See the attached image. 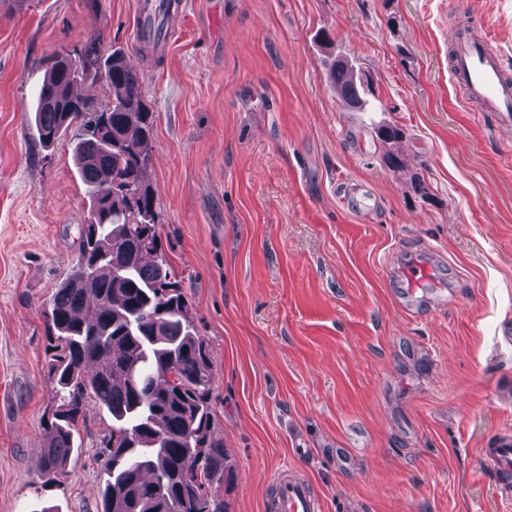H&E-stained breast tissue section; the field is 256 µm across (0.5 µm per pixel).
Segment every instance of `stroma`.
<instances>
[{
	"label": "stroma",
	"mask_w": 512,
	"mask_h": 512,
	"mask_svg": "<svg viewBox=\"0 0 512 512\" xmlns=\"http://www.w3.org/2000/svg\"><path fill=\"white\" fill-rule=\"evenodd\" d=\"M139 2L0 10V512H101L110 420L94 403L60 484L43 485L38 454L44 310L88 202L77 128L43 147L32 91L91 42L143 77L147 179L210 348L228 512H264L284 468L322 512H512L483 460L512 437V131L448 80V30L473 17L512 56V0H176L153 54ZM340 58L372 74L379 111L337 95ZM352 184L367 212L343 206ZM420 259L433 275L412 296L403 270Z\"/></svg>",
	"instance_id": "1"
}]
</instances>
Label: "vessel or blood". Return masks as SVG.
Returning a JSON list of instances; mask_svg holds the SVG:
<instances>
[{
    "mask_svg": "<svg viewBox=\"0 0 512 512\" xmlns=\"http://www.w3.org/2000/svg\"><path fill=\"white\" fill-rule=\"evenodd\" d=\"M452 56L449 80L465 103L492 113L499 127L512 129V57L493 44L481 20L450 29ZM485 460L500 485L512 484V439L496 442L484 451ZM264 503L265 512H321V501L303 480L278 473Z\"/></svg>",
    "mask_w": 512,
    "mask_h": 512,
    "instance_id": "1",
    "label": "vessel or blood"
}]
</instances>
